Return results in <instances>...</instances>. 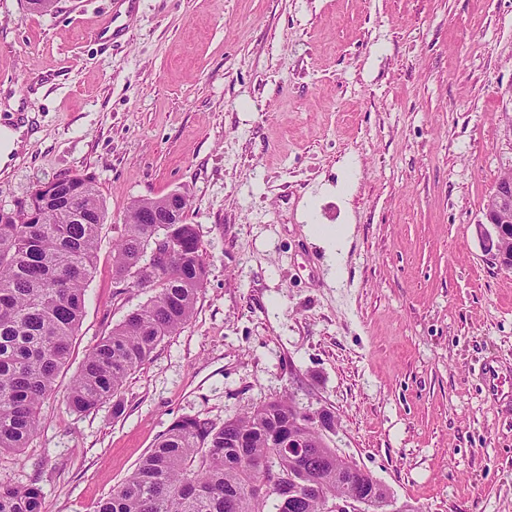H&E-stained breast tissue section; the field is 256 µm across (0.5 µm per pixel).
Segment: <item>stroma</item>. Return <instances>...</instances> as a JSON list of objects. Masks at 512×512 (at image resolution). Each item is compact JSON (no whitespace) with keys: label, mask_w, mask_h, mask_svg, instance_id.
I'll return each mask as SVG.
<instances>
[{"label":"stroma","mask_w":512,"mask_h":512,"mask_svg":"<svg viewBox=\"0 0 512 512\" xmlns=\"http://www.w3.org/2000/svg\"><path fill=\"white\" fill-rule=\"evenodd\" d=\"M0 125L30 137L0 205L79 175L97 269L39 436L0 456L46 512H94L183 415L291 396L408 512H512V270L480 243L508 162L512 0H0ZM178 191L206 250L192 321L111 404L66 396L147 298L118 290L130 202ZM351 227L334 268L311 227ZM495 369L491 392L485 368Z\"/></svg>","instance_id":"stroma-1"}]
</instances>
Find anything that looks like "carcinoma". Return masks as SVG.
<instances>
[{"label": "carcinoma", "instance_id": "obj_1", "mask_svg": "<svg viewBox=\"0 0 512 512\" xmlns=\"http://www.w3.org/2000/svg\"><path fill=\"white\" fill-rule=\"evenodd\" d=\"M166 203L164 196L133 200L112 241L116 279L129 277L151 295L86 355L66 398L75 413L110 401L112 415H121L127 378L193 316L206 252L187 215L180 224L154 223ZM105 220L98 190L78 175L0 206V453L17 452L38 434L41 406L71 355ZM160 235L169 254L157 261L150 254ZM318 415L335 425L331 412L299 408L290 398L220 425L179 417L95 512H328L337 498L368 494L371 474L349 473L350 462L319 447ZM301 417L307 424L297 428ZM293 428L306 443L301 456L283 447ZM273 483L288 486L284 508L278 496L259 493ZM0 512H45L43 489L0 481Z\"/></svg>", "mask_w": 512, "mask_h": 512}]
</instances>
